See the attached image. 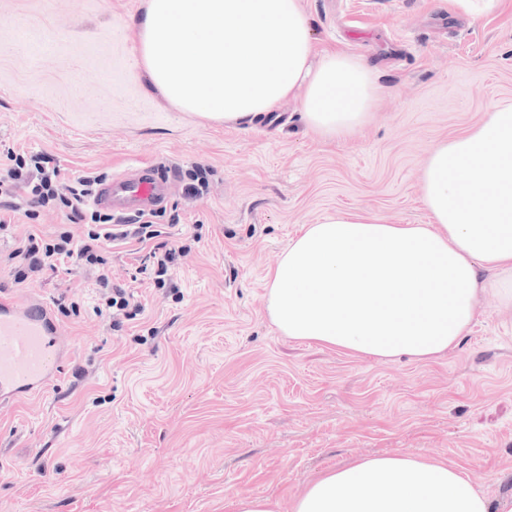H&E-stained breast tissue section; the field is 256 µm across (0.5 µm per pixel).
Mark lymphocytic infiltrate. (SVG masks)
<instances>
[{"mask_svg": "<svg viewBox=\"0 0 512 512\" xmlns=\"http://www.w3.org/2000/svg\"><path fill=\"white\" fill-rule=\"evenodd\" d=\"M10 164L0 173V232L7 230L12 217L25 208L62 205L70 216L88 227L83 237H75L63 230L53 238L28 232L12 250L9 259L14 264V280L25 282L30 276L45 271L66 269L73 274L88 266L98 269L97 283L107 307L113 314L133 317L142 310L133 292L114 282L105 257L108 243L131 239L144 244L159 237L156 224L145 216H138L133 228L113 222L111 214L87 211L86 201L98 179L83 174L65 179L59 166L48 156L35 153L29 157L9 154Z\"/></svg>", "mask_w": 512, "mask_h": 512, "instance_id": "f902f5d3", "label": "lymphocytic infiltrate"}]
</instances>
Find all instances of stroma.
Listing matches in <instances>:
<instances>
[{
	"mask_svg": "<svg viewBox=\"0 0 512 512\" xmlns=\"http://www.w3.org/2000/svg\"><path fill=\"white\" fill-rule=\"evenodd\" d=\"M143 0H0V169L44 152L64 176L173 169L160 240L187 246L164 285L112 246L115 280L145 308L97 312V269L0 294L59 295L71 356L40 395L0 407V512H234L263 497L292 512L320 472L403 451L457 463L488 499L512 496V315L485 295L470 330L428 362L374 358L282 336L267 275L304 225L362 208L425 224L422 166L443 141L512 102V0H301L317 52L360 57L383 92L372 122L322 139L290 99L248 124L206 121L148 89L127 26ZM208 171L201 196L188 174ZM51 237L66 210L18 217Z\"/></svg>",
	"mask_w": 512,
	"mask_h": 512,
	"instance_id": "obj_1",
	"label": "stroma"
}]
</instances>
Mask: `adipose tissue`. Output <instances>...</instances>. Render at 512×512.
I'll use <instances>...</instances> for the list:
<instances>
[{"label":"adipose tissue","instance_id":"1","mask_svg":"<svg viewBox=\"0 0 512 512\" xmlns=\"http://www.w3.org/2000/svg\"><path fill=\"white\" fill-rule=\"evenodd\" d=\"M135 68L176 108L235 124L305 88L307 128L349 137L381 92L360 58L316 55L300 0H145ZM425 224L353 209L305 225L269 274L265 311L288 338L391 362L462 342L481 296L512 311V103L423 166ZM293 512H512L459 466L405 452L329 470Z\"/></svg>","mask_w":512,"mask_h":512}]
</instances>
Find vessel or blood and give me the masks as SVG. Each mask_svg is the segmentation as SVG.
Returning a JSON list of instances; mask_svg holds the SVG:
<instances>
[{"label": "vessel or blood", "instance_id": "1", "mask_svg": "<svg viewBox=\"0 0 512 512\" xmlns=\"http://www.w3.org/2000/svg\"><path fill=\"white\" fill-rule=\"evenodd\" d=\"M172 178V172L143 166L102 184L93 202L115 214L144 213L162 200ZM63 352L59 327L44 301L22 305L0 295V405L42 393L58 375Z\"/></svg>", "mask_w": 512, "mask_h": 512}]
</instances>
